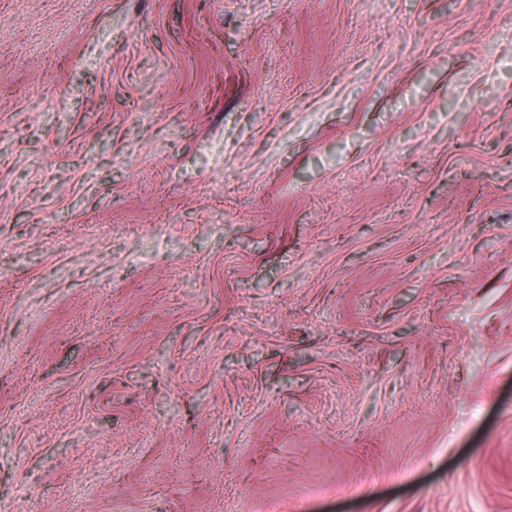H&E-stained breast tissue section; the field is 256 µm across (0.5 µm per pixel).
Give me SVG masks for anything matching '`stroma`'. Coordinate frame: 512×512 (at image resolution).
Instances as JSON below:
<instances>
[{"label": "stroma", "mask_w": 512, "mask_h": 512, "mask_svg": "<svg viewBox=\"0 0 512 512\" xmlns=\"http://www.w3.org/2000/svg\"><path fill=\"white\" fill-rule=\"evenodd\" d=\"M0 512H512V0H0Z\"/></svg>", "instance_id": "stroma-1"}]
</instances>
